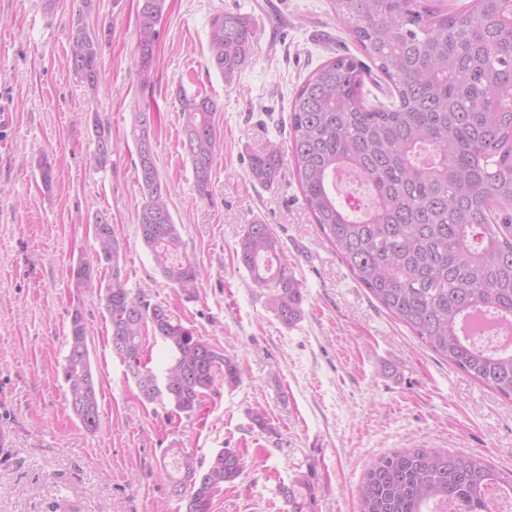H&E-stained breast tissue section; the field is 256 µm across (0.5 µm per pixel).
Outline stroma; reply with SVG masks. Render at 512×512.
Segmentation results:
<instances>
[{"label": "stroma", "mask_w": 512, "mask_h": 512, "mask_svg": "<svg viewBox=\"0 0 512 512\" xmlns=\"http://www.w3.org/2000/svg\"><path fill=\"white\" fill-rule=\"evenodd\" d=\"M138 0H0V512H185L162 472L166 449L209 462L240 450L244 467L215 493L211 512H288L280 494L295 475H314L310 512H358V488L378 456L403 448L477 453L512 474V401L423 345L361 288L307 212L291 162L278 184L253 181L250 156L288 144V113L307 75L338 55L360 56L330 0H166L153 95L137 85ZM251 17L252 56L232 82L209 60V20ZM83 18L105 33L101 80L88 89L69 63V28ZM212 98L218 150L210 195L200 198L181 145L177 89ZM157 115L154 147L170 185L182 252L203 272L195 299L158 272L138 231L143 204L129 136L135 110ZM115 150L94 166V120ZM53 166L44 185L41 160ZM111 217L132 295L160 304L246 370L217 384L194 415L142 399L112 351L97 264L94 217ZM279 239L301 284L303 316L292 327L267 308L238 267L245 224ZM94 266L76 289L70 268ZM81 309L100 384V427L87 431L68 405L63 365L70 316ZM264 410L268 430L250 414Z\"/></svg>", "instance_id": "1"}]
</instances>
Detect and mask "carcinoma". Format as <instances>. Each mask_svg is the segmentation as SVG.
<instances>
[{
  "label": "carcinoma",
  "instance_id": "1",
  "mask_svg": "<svg viewBox=\"0 0 512 512\" xmlns=\"http://www.w3.org/2000/svg\"><path fill=\"white\" fill-rule=\"evenodd\" d=\"M336 19L372 66L341 55L318 67L294 92L288 115L291 160L305 208L358 283L441 357L512 400V348L481 344L461 332L476 314L512 318V0H470L457 12L434 0H330ZM165 0H138L136 60L141 95L154 92L156 46ZM69 63L94 88L100 79L102 40L78 21L70 28ZM250 17L232 12L209 20L210 63L226 82L252 54ZM377 71L392 102L368 104L362 89ZM182 148L199 197L210 196L217 139L215 102L176 92ZM156 116L132 113L130 135L144 202L139 232L156 267L189 299L202 281L199 267L179 257L182 240L169 209L154 140ZM96 161L112 154L110 135L94 119ZM282 147L270 145L250 158V175L264 186L279 177ZM362 177L371 206L352 214L336 204V174ZM97 259L112 269L105 308L113 351L123 360L142 397L195 414L216 383L241 382L232 358L184 325L163 306L131 296L121 279L115 230L95 217ZM279 240L269 225L244 226L236 260L267 290L266 304L291 327L302 318L300 283L286 273ZM76 287L88 284L90 264L72 267ZM162 339L170 361L162 375L147 368L143 338ZM69 405L84 428L100 425L99 382L90 361L85 317L73 311L64 366ZM170 492L186 512H211L213 494L240 475L242 456L223 448L203 464L171 449L163 463ZM189 482L191 501L182 496ZM512 492V476L481 456L433 448H404L377 458L359 487V512H490L492 497ZM280 493L290 512H305L315 487L300 475Z\"/></svg>",
  "mask_w": 512,
  "mask_h": 512
}]
</instances>
